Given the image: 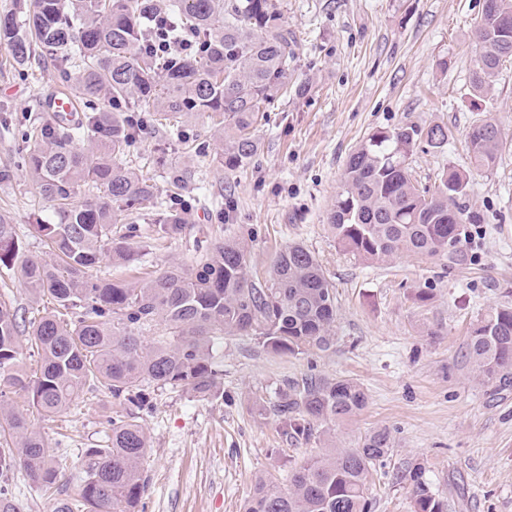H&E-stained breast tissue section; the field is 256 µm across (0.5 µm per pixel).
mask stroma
Segmentation results:
<instances>
[{
	"instance_id": "stroma-1",
	"label": "stroma",
	"mask_w": 512,
	"mask_h": 512,
	"mask_svg": "<svg viewBox=\"0 0 512 512\" xmlns=\"http://www.w3.org/2000/svg\"><path fill=\"white\" fill-rule=\"evenodd\" d=\"M277 2L296 38L295 83L266 112L250 165L224 166L205 118L183 121L176 131L146 128L127 160L162 196L170 166L185 168L191 223L207 236L228 222L254 233L258 270L289 243L313 251L336 287L334 344L324 352L275 355L253 337H227L214 345L224 360L222 399L155 392L154 408L141 420L150 436L143 510L243 512L257 476L287 488L291 467L323 453V443L286 441L257 404L273 399L283 381L316 376L355 380L369 397L362 411L336 425L338 444L351 446L377 428L392 432L394 446L375 480L374 512H412L395 475L415 463L448 512H512V385L479 384L466 357L472 323L512 304V64L500 69L487 96H473L474 20L483 0ZM59 85L50 64L21 72L0 48V166L15 168L11 181L0 182V216L38 257L44 247L35 226L52 213L17 165L25 146L15 129ZM487 119L501 131L502 152L493 168L477 171L466 135ZM434 124L447 127V147L439 152L418 143L411 165L424 185L450 166L471 172L470 203L482 222L463 243L465 262L403 255L362 263L344 255L327 224L348 156L374 131ZM155 214L154 202H144L119 227L136 230L133 261L101 262L94 276L128 279L171 262L194 263L191 244L151 240ZM418 288L432 289V300L415 302ZM17 405L61 459L63 496L77 497L82 451L109 433L118 401L90 392L81 411L54 419L25 400Z\"/></svg>"
}]
</instances>
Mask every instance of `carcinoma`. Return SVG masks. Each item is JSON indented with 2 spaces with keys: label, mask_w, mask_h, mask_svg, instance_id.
<instances>
[{
  "label": "carcinoma",
  "mask_w": 512,
  "mask_h": 512,
  "mask_svg": "<svg viewBox=\"0 0 512 512\" xmlns=\"http://www.w3.org/2000/svg\"><path fill=\"white\" fill-rule=\"evenodd\" d=\"M478 18L480 46L470 84L488 91L503 63L512 61V0H496ZM168 21L205 46L203 54L142 51L154 23L151 0H15L0 18V47L25 69L35 58L51 63L70 83L83 116L77 125L41 118L18 135L29 147L24 164L52 219L35 225L45 256L26 254L15 225L0 218V267L18 272L36 301L54 309L25 320L0 301V481L21 469L34 487L55 493L63 467L45 434L16 409L26 397L47 417L69 414L89 390L120 401L112 433L83 454L80 504L53 502L52 512H138L147 477L149 438L139 422L158 389L182 390L199 400L224 398V369L214 341L251 336L274 354L325 351L333 345L336 288L302 243L279 250L268 270L252 271L253 237L234 231L206 243L194 240L195 264H169L136 281L95 278L108 257L133 260L121 223L156 185L126 158L142 134L136 113L150 112L155 126L213 114L224 166H246L259 151L257 126L293 79L295 37L276 0H168ZM161 70L163 80H155ZM478 169L493 167L501 151L497 124L483 121L467 133ZM443 149L448 131L400 127L370 134L347 158L328 227L341 250L363 262L403 254L461 264L466 255L457 217L480 221L469 203L470 175L447 167L434 185L419 189L410 167L417 143ZM87 188L92 198L75 201ZM200 229L180 208L162 210L157 233L190 238ZM162 325L167 336L146 342ZM36 351L39 369L20 367L21 341ZM473 375L488 387L512 383V306L477 319L467 344ZM352 379L305 377L283 382L272 406L282 434L295 442L332 438V427L367 404ZM393 447L386 428L370 431L348 448L331 444L289 473L288 491L258 477L244 512H372L376 465ZM410 493L413 512H448L413 464L396 473Z\"/></svg>",
  "instance_id": "carcinoma-1"
}]
</instances>
